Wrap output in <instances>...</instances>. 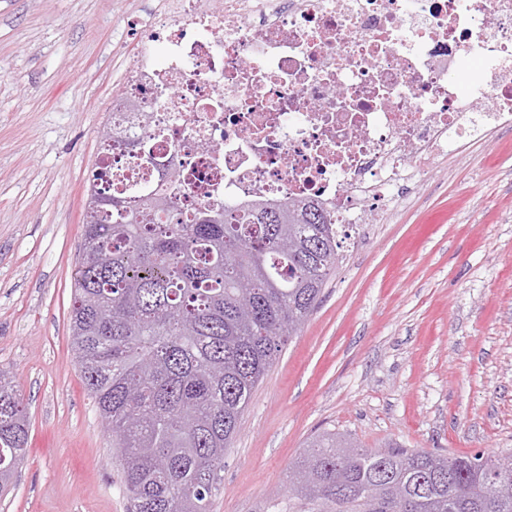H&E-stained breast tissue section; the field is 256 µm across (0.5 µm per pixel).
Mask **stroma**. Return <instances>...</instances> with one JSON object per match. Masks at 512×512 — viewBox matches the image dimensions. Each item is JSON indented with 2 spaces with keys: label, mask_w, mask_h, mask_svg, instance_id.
Returning a JSON list of instances; mask_svg holds the SVG:
<instances>
[{
  "label": "stroma",
  "mask_w": 512,
  "mask_h": 512,
  "mask_svg": "<svg viewBox=\"0 0 512 512\" xmlns=\"http://www.w3.org/2000/svg\"><path fill=\"white\" fill-rule=\"evenodd\" d=\"M161 0H0V370L28 452L0 512H131L70 346L99 133ZM318 305L254 390L211 512H270L309 439L512 449V129L441 160L341 243Z\"/></svg>",
  "instance_id": "35a3bbf8"
}]
</instances>
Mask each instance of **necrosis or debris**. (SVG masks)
Masks as SVG:
<instances>
[{
	"instance_id": "1",
	"label": "necrosis or debris",
	"mask_w": 512,
	"mask_h": 512,
	"mask_svg": "<svg viewBox=\"0 0 512 512\" xmlns=\"http://www.w3.org/2000/svg\"><path fill=\"white\" fill-rule=\"evenodd\" d=\"M124 82L117 132L165 119L188 199L382 224L436 160L512 128V0H164Z\"/></svg>"
}]
</instances>
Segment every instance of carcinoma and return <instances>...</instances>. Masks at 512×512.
<instances>
[{
    "instance_id": "carcinoma-1",
    "label": "carcinoma",
    "mask_w": 512,
    "mask_h": 512,
    "mask_svg": "<svg viewBox=\"0 0 512 512\" xmlns=\"http://www.w3.org/2000/svg\"><path fill=\"white\" fill-rule=\"evenodd\" d=\"M155 141L104 143L83 223L71 345L133 512H210L224 452L251 394L305 323L339 260L336 224L283 198L193 203L180 172L124 182L112 155L156 166ZM28 439L25 405L0 371V495ZM272 512H512V451L364 448L322 432L290 467Z\"/></svg>"
}]
</instances>
